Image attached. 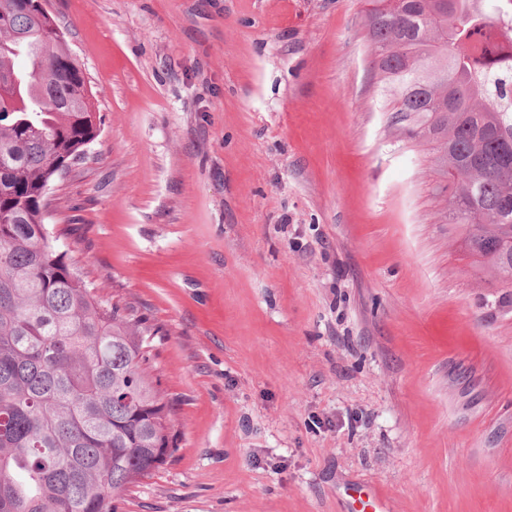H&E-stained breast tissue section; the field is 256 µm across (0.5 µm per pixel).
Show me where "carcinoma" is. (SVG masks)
<instances>
[{"label":"carcinoma","mask_w":512,"mask_h":512,"mask_svg":"<svg viewBox=\"0 0 512 512\" xmlns=\"http://www.w3.org/2000/svg\"><path fill=\"white\" fill-rule=\"evenodd\" d=\"M403 0L366 17L373 67L434 144L448 223L512 288V67L475 44L512 0ZM51 15L0 0V512H113L172 457L174 402L142 318L104 300L46 219L58 171L101 133L94 93Z\"/></svg>","instance_id":"carcinoma-1"}]
</instances>
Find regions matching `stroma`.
Segmentation results:
<instances>
[{
  "label": "stroma",
  "mask_w": 512,
  "mask_h": 512,
  "mask_svg": "<svg viewBox=\"0 0 512 512\" xmlns=\"http://www.w3.org/2000/svg\"><path fill=\"white\" fill-rule=\"evenodd\" d=\"M363 0H50L103 118L49 222L145 318L175 453L115 512H512V296Z\"/></svg>",
  "instance_id": "obj_1"
}]
</instances>
